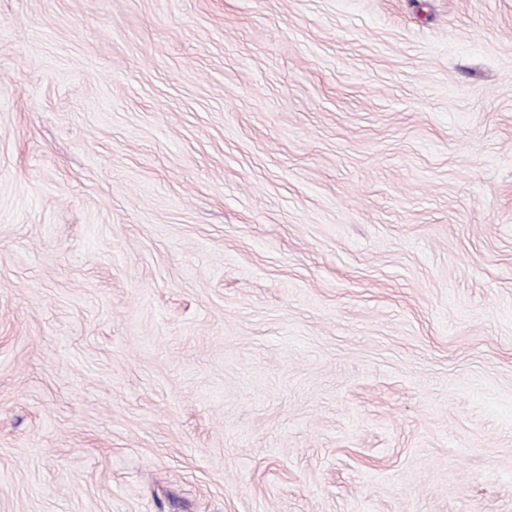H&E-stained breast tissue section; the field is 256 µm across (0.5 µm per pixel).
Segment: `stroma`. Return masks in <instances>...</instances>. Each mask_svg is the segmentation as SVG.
I'll use <instances>...</instances> for the list:
<instances>
[{
    "label": "stroma",
    "instance_id": "35a3bbf8",
    "mask_svg": "<svg viewBox=\"0 0 512 512\" xmlns=\"http://www.w3.org/2000/svg\"><path fill=\"white\" fill-rule=\"evenodd\" d=\"M0 512H512V0H0Z\"/></svg>",
    "mask_w": 512,
    "mask_h": 512
}]
</instances>
